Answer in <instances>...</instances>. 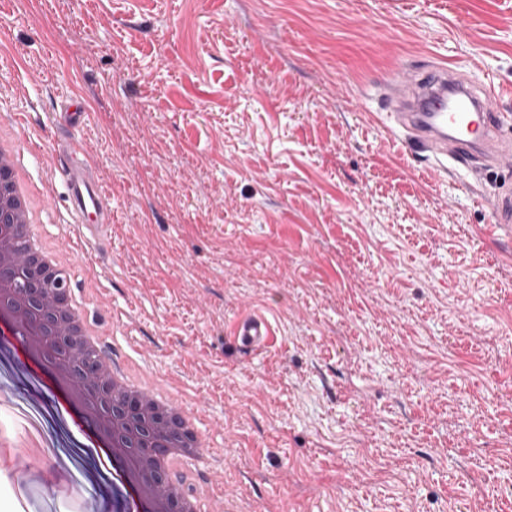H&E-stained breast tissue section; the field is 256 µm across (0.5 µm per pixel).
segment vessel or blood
Returning <instances> with one entry per match:
<instances>
[{
  "instance_id": "vessel-or-blood-1",
  "label": "vessel or blood",
  "mask_w": 512,
  "mask_h": 512,
  "mask_svg": "<svg viewBox=\"0 0 512 512\" xmlns=\"http://www.w3.org/2000/svg\"><path fill=\"white\" fill-rule=\"evenodd\" d=\"M387 88L406 146L435 154L468 155L496 168L503 158L512 156V137L503 131L506 117L496 107L497 92L469 82L456 68L442 65L418 74L401 69ZM63 177L77 223L90 234H99L112 216L102 184L79 166L64 168ZM232 335L247 351L269 347L275 340L270 321L257 313L237 319Z\"/></svg>"
}]
</instances>
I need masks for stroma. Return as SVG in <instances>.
I'll list each match as a JSON object with an SVG mask.
<instances>
[{
	"instance_id": "obj_1",
	"label": "stroma",
	"mask_w": 512,
	"mask_h": 512,
	"mask_svg": "<svg viewBox=\"0 0 512 512\" xmlns=\"http://www.w3.org/2000/svg\"><path fill=\"white\" fill-rule=\"evenodd\" d=\"M443 61L512 118V0H0L40 230L113 331L101 361L201 405L210 512H512V224L488 229L512 176L389 137L385 81ZM71 97L97 238L49 151ZM249 313L274 346L238 350ZM47 484L0 501L65 512ZM63 177L69 191L71 212L77 223L83 224L91 236L98 235L109 224L112 209L99 180L89 170L79 166L63 169Z\"/></svg>"
}]
</instances>
